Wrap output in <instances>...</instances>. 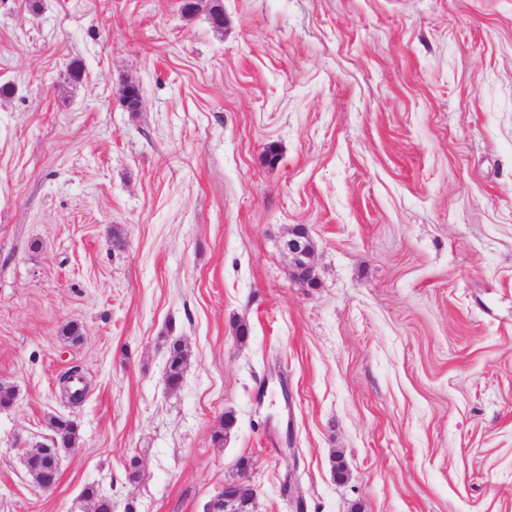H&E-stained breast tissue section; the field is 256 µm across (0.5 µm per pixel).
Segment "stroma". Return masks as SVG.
Masks as SVG:
<instances>
[{
  "instance_id": "35a3bbf8",
  "label": "stroma",
  "mask_w": 512,
  "mask_h": 512,
  "mask_svg": "<svg viewBox=\"0 0 512 512\" xmlns=\"http://www.w3.org/2000/svg\"><path fill=\"white\" fill-rule=\"evenodd\" d=\"M221 3L0 0V512H512V0ZM300 232L302 235L297 236L295 233ZM311 238L307 229L302 226H296L292 230L291 236L288 239L287 250L291 257L292 272L299 273L303 268L310 267L315 271L312 264L313 248L310 245ZM188 357V351L183 348L182 344L179 341H174L170 347L166 366V382L170 389L180 386ZM49 425L54 432V437L52 438L54 445L66 449L73 448L76 445L79 433L77 426L73 422L62 418H53L50 419Z\"/></svg>"
}]
</instances>
